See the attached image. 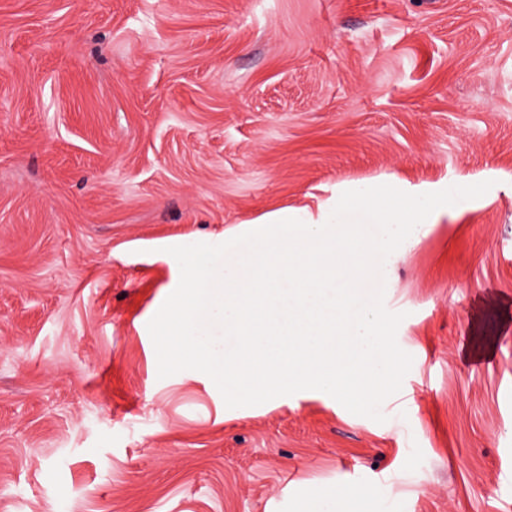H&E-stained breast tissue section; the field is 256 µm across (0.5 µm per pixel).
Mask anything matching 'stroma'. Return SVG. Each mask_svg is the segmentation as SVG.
Returning <instances> with one entry per match:
<instances>
[{"mask_svg":"<svg viewBox=\"0 0 512 512\" xmlns=\"http://www.w3.org/2000/svg\"><path fill=\"white\" fill-rule=\"evenodd\" d=\"M490 189L396 258L385 422L159 378L166 250L336 184ZM512 512V0H0V512ZM372 488L365 484H341L332 490H315L304 512H370Z\"/></svg>","mask_w":512,"mask_h":512,"instance_id":"stroma-1","label":"stroma"}]
</instances>
